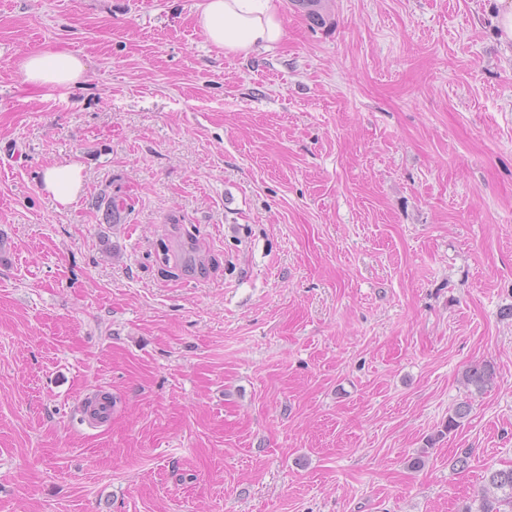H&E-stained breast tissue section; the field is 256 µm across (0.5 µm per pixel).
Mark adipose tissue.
Wrapping results in <instances>:
<instances>
[{
	"label": "adipose tissue",
	"mask_w": 512,
	"mask_h": 512,
	"mask_svg": "<svg viewBox=\"0 0 512 512\" xmlns=\"http://www.w3.org/2000/svg\"><path fill=\"white\" fill-rule=\"evenodd\" d=\"M196 23L212 45L227 53L266 48L283 36L272 0H202ZM19 68L26 82L66 92L83 80L87 65L79 55L42 50L24 54ZM81 182V168L74 163L51 166L44 176L45 189L63 205L75 200Z\"/></svg>",
	"instance_id": "obj_1"
}]
</instances>
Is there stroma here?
<instances>
[{
    "label": "stroma",
    "instance_id": "stroma-1",
    "mask_svg": "<svg viewBox=\"0 0 512 512\" xmlns=\"http://www.w3.org/2000/svg\"><path fill=\"white\" fill-rule=\"evenodd\" d=\"M200 2L0 0V512H460L512 467L490 0H275L229 55ZM38 50L84 82L26 83ZM18 65L26 82L63 94L83 80L87 70L84 57L67 51L29 52ZM81 182V167L74 163L51 166L44 176V188L62 205L75 200Z\"/></svg>",
    "mask_w": 512,
    "mask_h": 512
}]
</instances>
